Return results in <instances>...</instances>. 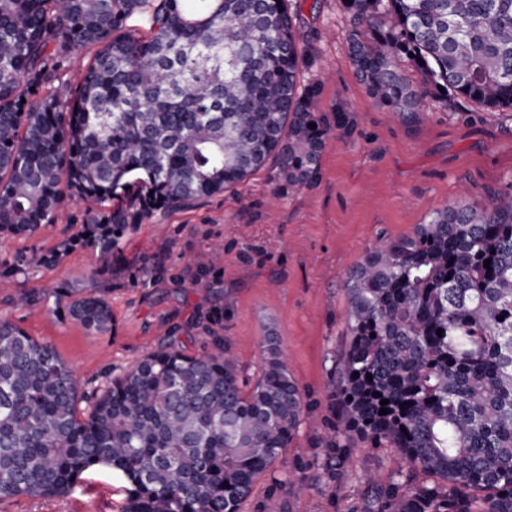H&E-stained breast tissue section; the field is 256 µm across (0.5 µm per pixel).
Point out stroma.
<instances>
[{"label": "stroma", "mask_w": 512, "mask_h": 512, "mask_svg": "<svg viewBox=\"0 0 512 512\" xmlns=\"http://www.w3.org/2000/svg\"><path fill=\"white\" fill-rule=\"evenodd\" d=\"M293 2L299 43L313 60L304 79L322 85L314 111L328 118L342 110L354 120L352 134L328 136L316 183L282 191L275 201L269 171L261 169L236 190L130 226L110 260L81 239L88 204L77 199H65L55 222L32 237L0 233V318L52 347L86 387L169 342L193 354L217 337L252 381L263 337L276 334L305 395V416L284 462L256 482L243 512H259L290 463L321 454L316 437L331 421L333 365L347 343L344 283L367 248L382 235L410 234L457 200L482 209L493 195L512 191V110L432 97L418 120L406 122L369 96L358 77L342 0ZM217 244L224 261L215 265ZM30 250L57 259L5 275ZM62 288L103 292L111 330L92 335L56 312ZM401 464L394 449L359 443L336 482L309 480L283 491L285 512H347L365 473L383 478ZM128 497L124 481L99 470L69 496L8 500L0 512H124Z\"/></svg>", "instance_id": "obj_1"}]
</instances>
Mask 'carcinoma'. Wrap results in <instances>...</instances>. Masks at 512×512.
<instances>
[{"label":"carcinoma","mask_w":512,"mask_h":512,"mask_svg":"<svg viewBox=\"0 0 512 512\" xmlns=\"http://www.w3.org/2000/svg\"><path fill=\"white\" fill-rule=\"evenodd\" d=\"M342 2L357 74L406 120L433 94L512 108V0ZM136 15L149 33L129 25ZM295 19L291 0H0V231L31 236L77 196L96 204L85 241L108 259L116 232L233 189L270 159L273 196L313 184L328 134L353 121L312 111L319 85L303 78L312 60ZM85 49L60 96L53 83ZM50 261L32 251L9 271ZM345 289L333 434L312 466L334 481L369 442L404 466L364 475L352 512H512V193L379 238ZM57 296L88 332L111 329L104 295ZM262 349L250 387L217 340L198 355L162 347L85 393L51 347L1 318L0 501L66 497L107 467L129 485L126 512H241L305 409L277 338ZM307 469L274 480L262 512H281L279 492ZM91 56L90 51H85L82 54L74 55L70 60V65L66 73L61 77L60 81L54 82V87L61 93L68 94L77 86L81 70L87 64L89 57Z\"/></svg>","instance_id":"1"}]
</instances>
